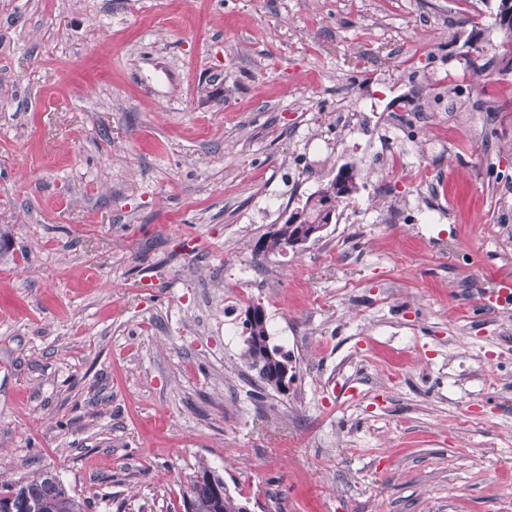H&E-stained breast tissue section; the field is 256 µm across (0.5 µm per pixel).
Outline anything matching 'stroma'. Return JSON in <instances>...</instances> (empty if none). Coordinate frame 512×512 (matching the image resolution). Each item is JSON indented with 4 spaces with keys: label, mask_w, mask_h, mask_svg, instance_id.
Returning a JSON list of instances; mask_svg holds the SVG:
<instances>
[{
    "label": "stroma",
    "mask_w": 512,
    "mask_h": 512,
    "mask_svg": "<svg viewBox=\"0 0 512 512\" xmlns=\"http://www.w3.org/2000/svg\"><path fill=\"white\" fill-rule=\"evenodd\" d=\"M498 3L0 0L9 478L88 512H180L202 463L252 512H512ZM345 167L320 238L255 253ZM252 304L288 392L224 346Z\"/></svg>",
    "instance_id": "35a3bbf8"
}]
</instances>
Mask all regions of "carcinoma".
Wrapping results in <instances>:
<instances>
[{
    "mask_svg": "<svg viewBox=\"0 0 512 512\" xmlns=\"http://www.w3.org/2000/svg\"><path fill=\"white\" fill-rule=\"evenodd\" d=\"M346 191H357L355 174H348L341 184L335 178L326 181L296 210L299 223L325 222V203L330 199H339ZM296 230L297 226L293 224H278L275 230L258 238L255 249L265 256L280 254L289 248L290 239ZM257 338H269L264 316L249 324L241 356L249 366L258 368L260 378L274 389L276 385L272 383V376L288 360V354L281 355L275 361H257L252 346V341ZM183 494L190 495V512H246L247 499L228 491L223 477L204 464L199 466ZM0 503L11 506V512H86L87 509L86 500L67 490L56 476L47 471L18 481L7 479L0 482Z\"/></svg>",
    "mask_w": 512,
    "mask_h": 512,
    "instance_id": "cac0c4a2",
    "label": "carcinoma"
}]
</instances>
